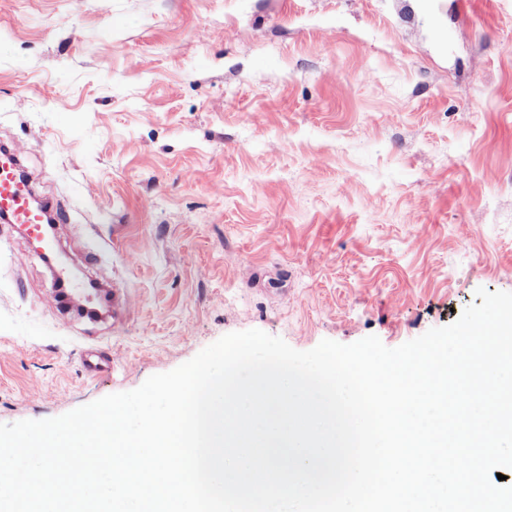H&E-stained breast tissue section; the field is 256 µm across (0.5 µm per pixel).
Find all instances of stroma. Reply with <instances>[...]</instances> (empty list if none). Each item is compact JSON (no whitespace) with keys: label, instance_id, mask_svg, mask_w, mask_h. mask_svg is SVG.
Instances as JSON below:
<instances>
[{"label":"stroma","instance_id":"obj_1","mask_svg":"<svg viewBox=\"0 0 512 512\" xmlns=\"http://www.w3.org/2000/svg\"><path fill=\"white\" fill-rule=\"evenodd\" d=\"M10 142L69 260L136 312L48 305L0 222V423L232 332L394 348L512 292V0H0ZM88 347L112 369L85 376Z\"/></svg>","mask_w":512,"mask_h":512}]
</instances>
